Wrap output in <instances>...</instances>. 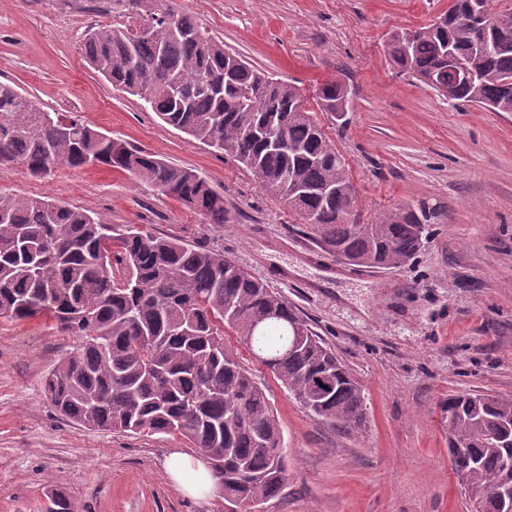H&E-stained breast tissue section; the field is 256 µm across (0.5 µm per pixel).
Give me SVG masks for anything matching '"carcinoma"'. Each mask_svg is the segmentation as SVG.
Listing matches in <instances>:
<instances>
[{"mask_svg": "<svg viewBox=\"0 0 512 512\" xmlns=\"http://www.w3.org/2000/svg\"><path fill=\"white\" fill-rule=\"evenodd\" d=\"M122 23L90 30L84 55L115 87L189 137L232 157L269 195L288 204L322 245L352 265L397 267L420 248L425 223L410 209L356 224V191L345 162L306 107L301 89L224 50L164 0H117ZM492 0H452L445 22L389 38L393 63L431 79L443 97L512 112V9ZM499 20L471 23L473 12ZM470 76L448 75L456 59ZM263 108L243 107L246 96ZM324 112L347 111L335 81L318 88ZM281 130L288 145L262 137ZM65 163L128 172L224 226V195L191 168L171 165L67 112H46L0 81V164L43 178ZM49 316L77 340L45 378L51 407L91 429L180 435L215 460L224 495L248 506L277 495L288 459L266 387L241 365L235 333L307 410L348 433L365 415L362 389L288 300L224 254L134 226L118 232L95 214L51 199L0 192V318ZM449 448L470 460L472 512H496L492 493L512 480V397L448 396ZM45 512H77L49 486Z\"/></svg>", "mask_w": 512, "mask_h": 512, "instance_id": "1", "label": "carcinoma"}]
</instances>
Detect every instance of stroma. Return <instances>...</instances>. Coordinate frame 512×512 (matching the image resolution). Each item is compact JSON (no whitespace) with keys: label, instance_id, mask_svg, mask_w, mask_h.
Masks as SVG:
<instances>
[{"label":"stroma","instance_id":"1","mask_svg":"<svg viewBox=\"0 0 512 512\" xmlns=\"http://www.w3.org/2000/svg\"><path fill=\"white\" fill-rule=\"evenodd\" d=\"M168 2L306 97L345 85L344 115H313L346 163L359 223L426 211L414 258L394 268L337 260L240 163L113 89L82 51L90 29L115 20L112 0H0V80L45 111L194 169L223 192L224 226L106 166L60 164L34 179L0 165V190L222 252L335 349L365 400L350 436L237 348L268 389L288 455V482L260 512H468L439 405L475 390L512 396V112L448 103L398 73L388 47L391 32L431 23L450 0ZM75 347L51 319H0V512H43L50 484L79 512H224L221 494L189 496L166 472L170 454L196 455L185 438L91 429L54 412L42 382Z\"/></svg>","mask_w":512,"mask_h":512}]
</instances>
